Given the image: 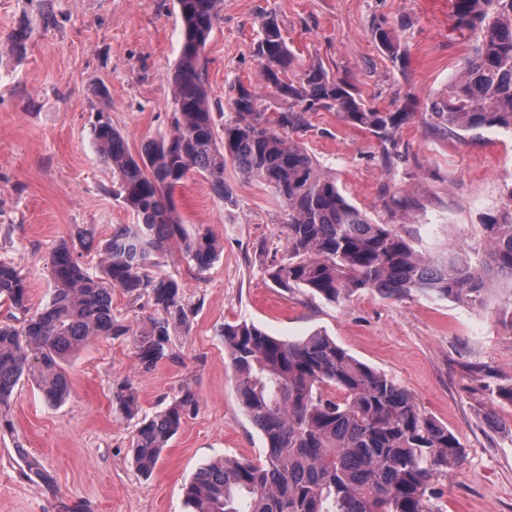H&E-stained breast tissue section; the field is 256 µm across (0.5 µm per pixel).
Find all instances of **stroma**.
Instances as JSON below:
<instances>
[{
  "instance_id": "1",
  "label": "stroma",
  "mask_w": 512,
  "mask_h": 512,
  "mask_svg": "<svg viewBox=\"0 0 512 512\" xmlns=\"http://www.w3.org/2000/svg\"><path fill=\"white\" fill-rule=\"evenodd\" d=\"M262 10L278 16L299 65L322 62L383 110L438 97L470 55L466 38L452 32V0H224L204 52L216 105L227 106L237 82L265 90L253 53ZM379 19L405 44L406 72L376 47L371 25ZM19 29L29 38L16 55L5 42ZM180 47L174 0H0V260L27 276L32 307L49 299V260L61 240L76 241L93 266L113 228L133 223L112 193L91 127L96 113L109 116L134 153L169 132V77ZM296 139L374 223L400 227L433 256L482 249V226L512 186V136L495 130L459 139L414 122L387 150L322 111ZM224 178L229 202L194 173L173 194L187 230L206 225L222 246L200 274L177 248L159 259L158 273L182 279L198 308L173 338L178 361L145 372L131 337L95 338L69 360L63 404L49 405L31 382L20 385L0 408L12 424L0 431V512H63L78 503L88 512H188L184 487L201 467L262 457L263 437L240 403L220 334L224 323L241 321L283 339L329 336L446 425L462 460L437 483L443 512H512V405L487 392L512 384V331L493 308L368 290L331 304L277 287L264 262L266 249L285 247L284 207L234 169ZM393 194L407 207L390 204ZM126 380L144 415L163 410L185 386L198 399L147 478L129 453L135 422L112 406L113 389ZM20 446L50 483L23 475Z\"/></svg>"
}]
</instances>
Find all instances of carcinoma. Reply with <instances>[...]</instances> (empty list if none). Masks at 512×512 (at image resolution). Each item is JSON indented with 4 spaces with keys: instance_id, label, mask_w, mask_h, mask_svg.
<instances>
[{
    "instance_id": "1",
    "label": "carcinoma",
    "mask_w": 512,
    "mask_h": 512,
    "mask_svg": "<svg viewBox=\"0 0 512 512\" xmlns=\"http://www.w3.org/2000/svg\"><path fill=\"white\" fill-rule=\"evenodd\" d=\"M182 44L171 74L172 128L129 151L112 123L93 124V141L116 179L115 196L135 223L119 224L102 248L99 269L86 267L63 242L50 258L49 301L29 313L30 285L0 261V407L24 377L51 404L70 392L67 358L94 337H133L140 368L176 360L172 336L196 313L182 283L159 276L158 256L175 241L188 266L202 273L219 244L207 228L185 232L173 194L191 171L214 193L233 198L224 169L268 186L286 208L285 251L273 252L265 272L281 288H305L329 303L372 290L386 297L414 293L485 307L496 302L497 321L512 328V188L502 213L482 225L487 244L476 260L450 253L420 254L393 224H375L353 205L336 176L316 164L292 134L310 114L336 112L348 124L392 144L420 119L446 135L496 129L512 135V0H453V30L472 44L460 76L429 105L409 102L395 111L368 104L346 80L313 62L293 71L294 56L276 14H259L254 52L270 96L288 102L272 111L261 95L229 86L230 118L217 125L207 90L204 51L223 0H175ZM380 52L398 70L406 46L385 21L371 26ZM152 310L134 328L112 313V289ZM239 400L266 444L264 458L215 460L185 485L191 512H442L434 482L460 462L461 445L448 427L423 413L386 375L360 362L329 337L293 341L253 323L221 330ZM119 414L137 415L129 382L114 391ZM198 401L181 389L171 404L138 420L130 452L148 477L164 448Z\"/></svg>"
}]
</instances>
